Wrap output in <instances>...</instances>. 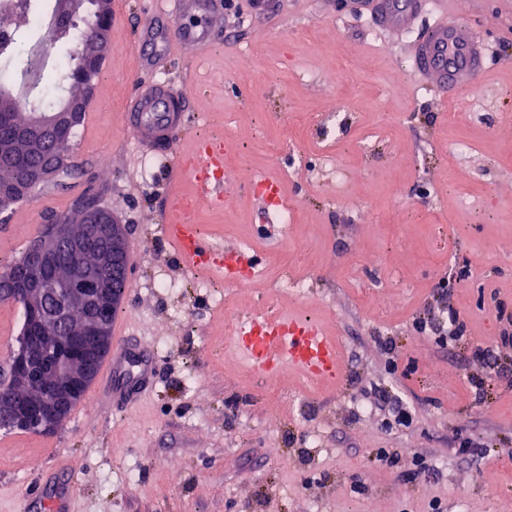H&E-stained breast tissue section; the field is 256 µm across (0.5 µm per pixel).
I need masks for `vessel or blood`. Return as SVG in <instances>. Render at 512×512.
<instances>
[{
  "label": "vessel or blood",
  "instance_id": "obj_1",
  "mask_svg": "<svg viewBox=\"0 0 512 512\" xmlns=\"http://www.w3.org/2000/svg\"><path fill=\"white\" fill-rule=\"evenodd\" d=\"M213 0H170L178 17L208 14ZM173 41L182 46L207 45L212 40L208 27L178 26ZM416 66L435 76L439 89L448 94L477 85L484 68V45L478 33L463 23L448 19L435 23L415 41ZM126 123L149 152L170 150L174 139L186 126L184 93L156 82L137 91L125 112ZM178 173L188 176L198 193L211 206L224 204V142L220 139L196 141L192 150L178 162ZM164 233L180 255L191 265L220 277L232 278L246 254L224 253L203 243L199 225L174 219L164 226ZM128 319L112 325V358L101 367L104 382L125 376L149 387L152 360H142L127 348ZM241 362L261 376H270L283 367H292L307 377L333 384L340 377V351L335 340L313 320L302 317L267 318L256 314L244 317L233 338Z\"/></svg>",
  "mask_w": 512,
  "mask_h": 512
}]
</instances>
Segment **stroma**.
Segmentation results:
<instances>
[{
    "label": "stroma",
    "instance_id": "35a3bbf8",
    "mask_svg": "<svg viewBox=\"0 0 512 512\" xmlns=\"http://www.w3.org/2000/svg\"><path fill=\"white\" fill-rule=\"evenodd\" d=\"M216 5L218 35L200 49L159 48L138 68L136 36L174 30L158 0H112L107 56L74 129L67 169L0 215V272L47 217L76 219L82 194L130 227V336L154 353L137 406L88 390L51 434L0 430V512H44L71 486L67 512H512V345L498 342L494 301L512 312V0H420L413 28L382 30L377 0H251ZM449 17L487 48L483 96L448 100L415 69L419 32ZM336 73L335 87L321 80ZM190 90V123L171 151L149 154L124 122L141 84ZM222 133L223 209L196 200L206 240L246 247L276 279L213 278L194 287L163 235L180 155ZM467 142L456 151L457 142ZM277 180L295 226L270 236L252 176ZM451 226L443 235L441 226ZM481 247L482 262L471 253ZM275 305L311 315L336 337L335 387L284 374L288 397L267 393L225 348L224 309ZM467 337L440 347L418 318ZM494 345L495 365L475 343ZM377 389L413 423L388 430L364 398ZM495 455L481 457L479 445ZM400 462H376L378 449ZM432 474L409 476L413 457Z\"/></svg>",
    "mask_w": 512,
    "mask_h": 512
}]
</instances>
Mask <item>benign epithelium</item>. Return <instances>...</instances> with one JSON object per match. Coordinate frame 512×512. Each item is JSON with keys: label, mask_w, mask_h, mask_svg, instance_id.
<instances>
[{"label": "benign epithelium", "mask_w": 512, "mask_h": 512, "mask_svg": "<svg viewBox=\"0 0 512 512\" xmlns=\"http://www.w3.org/2000/svg\"><path fill=\"white\" fill-rule=\"evenodd\" d=\"M105 21L100 24L98 38L89 45L86 59L91 60L109 45L112 14L100 11ZM95 70H84L83 95L71 101L64 109L55 113L34 114L27 121L23 135L27 145L34 151L42 148L47 132L67 134L80 122V100L89 97L94 82ZM65 162L58 159L52 150L44 151L41 161L31 166L30 189L43 184L59 172ZM84 222L94 229L95 238L104 243V248L94 252L93 263L75 265L64 282L48 280L44 275L43 261L60 245H67L76 253H85L88 242L71 233L66 224H49L35 241L24 267L28 271L30 288H16L7 282L9 293L17 298L33 297L40 300L43 294H51L57 302L54 318L64 329L63 336L69 346L62 364L51 367L45 374H34V367L54 349L57 337L35 331L23 337L18 348L12 352L13 373L0 379V426L21 431L52 432L61 427L70 415V410L79 402L94 382L100 363L112 352L111 312L121 306L128 290L116 288L114 284L130 279L129 231L119 223L112 213L100 207L87 206ZM74 308L85 312L80 323L70 320ZM14 380L42 384L43 395L36 406L26 405L12 395L5 386Z\"/></svg>", "instance_id": "obj_1"}]
</instances>
